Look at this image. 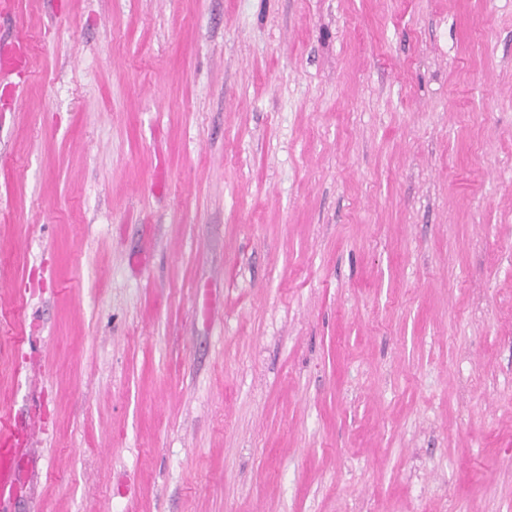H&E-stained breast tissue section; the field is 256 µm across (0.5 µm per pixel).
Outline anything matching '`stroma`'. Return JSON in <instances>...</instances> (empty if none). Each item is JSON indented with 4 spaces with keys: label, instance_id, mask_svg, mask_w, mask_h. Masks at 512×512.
<instances>
[{
    "label": "stroma",
    "instance_id": "35a3bbf8",
    "mask_svg": "<svg viewBox=\"0 0 512 512\" xmlns=\"http://www.w3.org/2000/svg\"><path fill=\"white\" fill-rule=\"evenodd\" d=\"M16 512H512V0H15Z\"/></svg>",
    "mask_w": 512,
    "mask_h": 512
}]
</instances>
